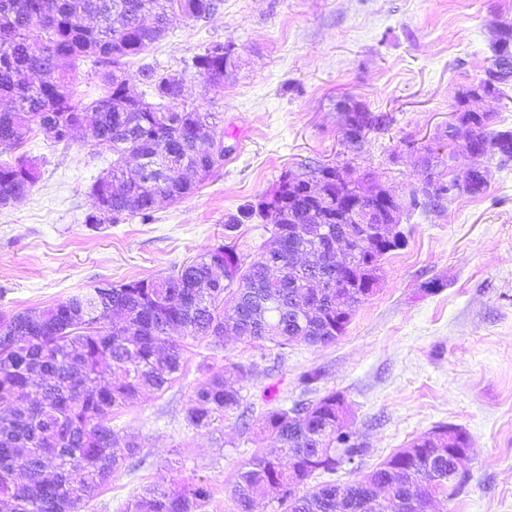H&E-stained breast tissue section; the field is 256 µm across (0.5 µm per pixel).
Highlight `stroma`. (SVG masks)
Listing matches in <instances>:
<instances>
[{
  "mask_svg": "<svg viewBox=\"0 0 512 512\" xmlns=\"http://www.w3.org/2000/svg\"><path fill=\"white\" fill-rule=\"evenodd\" d=\"M505 22L512 0H222L210 18L175 25L129 59L124 76L139 93L142 66L183 74L187 103L222 116L223 166L181 199L160 200L150 223L93 231L89 187L112 161L107 148L40 133L20 150L0 148L1 160L21 153L41 168L24 199L0 207V320L104 282L169 275L222 244L253 261L271 237L261 219L233 230L225 221L287 172H368L405 198L424 179V154L444 179L461 175L469 158L464 140L448 139L449 114L491 66ZM219 42L233 45L238 65L216 88L192 59ZM344 102L388 121L352 146ZM486 165L483 195L405 214L404 246L383 258L381 285L335 342L281 349L182 338L171 385L112 419L120 436L140 441L138 458L83 512H127L144 488L183 481L211 488L205 512H234L241 465L276 446L264 415L331 391L344 396V426L365 449L362 471L436 427H458L471 439L467 482L456 496L437 494L430 512H512V165ZM237 365L240 407L210 427L187 426L194 390ZM310 372L317 381L303 385Z\"/></svg>",
  "mask_w": 512,
  "mask_h": 512,
  "instance_id": "1",
  "label": "stroma"
}]
</instances>
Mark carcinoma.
<instances>
[{
  "label": "carcinoma",
  "mask_w": 512,
  "mask_h": 512,
  "mask_svg": "<svg viewBox=\"0 0 512 512\" xmlns=\"http://www.w3.org/2000/svg\"><path fill=\"white\" fill-rule=\"evenodd\" d=\"M221 0H0V147L17 148L38 130L56 144L86 140L107 147L112 163L90 185L95 208L84 224L97 230L126 218L151 220L160 198L193 190L224 163L216 112L182 101L183 79L146 66L145 93L135 103L123 76L126 60L161 40L182 20L207 19ZM91 61L105 95L84 104L77 71ZM192 66L215 87L224 85L233 60L212 47ZM374 128L385 123L366 111L347 115ZM481 124L479 152L512 161V130ZM138 174L127 176L129 160ZM328 198L288 191L280 178V204L251 206L228 218L234 228L260 218L272 225L274 245L244 265L235 249L204 251L167 277L132 279L79 291L42 309H26L0 322V507L4 512H81L128 460L140 453L133 438L120 440L112 415L145 390L161 391L182 367L179 329L214 343L234 335L286 348L299 341L328 344L342 336L358 307L376 289L346 280L319 248L336 238V217L349 192L336 190V168H317ZM40 176L31 160L0 161V207L26 197ZM234 366L200 385L185 420L208 427L242 401L230 377ZM344 397L332 391L315 401L267 412L262 429L279 453L256 454L243 464L232 489L236 512H253L258 495L279 490L281 512H427L429 497L465 477L455 462L470 449L468 434L440 426L412 440L347 484L308 481L362 459L364 450L340 431ZM210 489L150 487L129 512H203Z\"/></svg>",
  "instance_id": "carcinoma-1"
}]
</instances>
